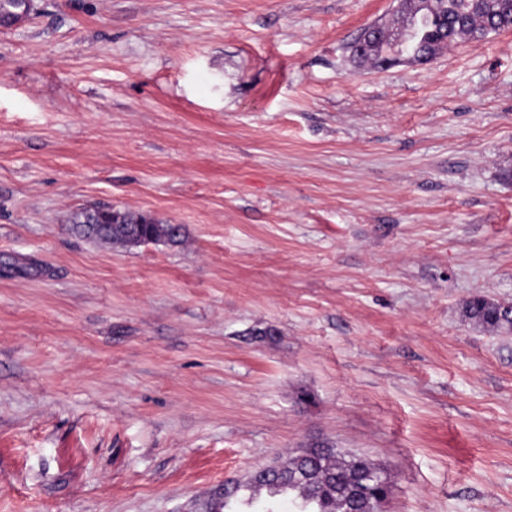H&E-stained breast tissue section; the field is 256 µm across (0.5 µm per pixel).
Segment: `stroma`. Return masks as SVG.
<instances>
[{"instance_id":"1","label":"stroma","mask_w":512,"mask_h":512,"mask_svg":"<svg viewBox=\"0 0 512 512\" xmlns=\"http://www.w3.org/2000/svg\"><path fill=\"white\" fill-rule=\"evenodd\" d=\"M0 28V512H206L312 448L512 512V29L355 61L397 0H33ZM184 225L95 244L84 208ZM462 316L484 331L502 336L512 335V304L476 295L464 302Z\"/></svg>"}]
</instances>
